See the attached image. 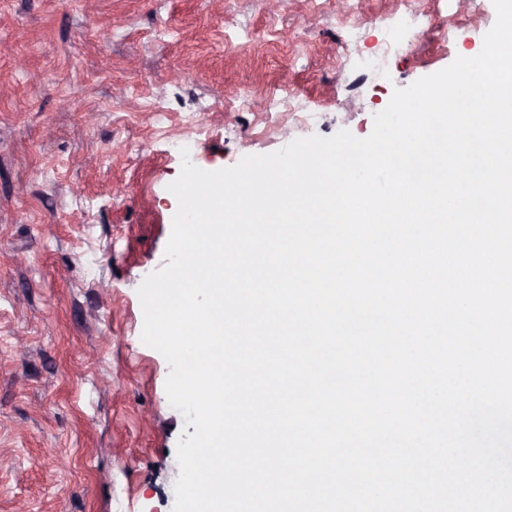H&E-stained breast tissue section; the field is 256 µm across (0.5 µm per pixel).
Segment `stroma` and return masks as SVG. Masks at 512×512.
Returning a JSON list of instances; mask_svg holds the SVG:
<instances>
[{
    "instance_id": "35a3bbf8",
    "label": "stroma",
    "mask_w": 512,
    "mask_h": 512,
    "mask_svg": "<svg viewBox=\"0 0 512 512\" xmlns=\"http://www.w3.org/2000/svg\"><path fill=\"white\" fill-rule=\"evenodd\" d=\"M418 2L425 33L394 48L371 17L401 0H0V512H172L185 418L138 288L166 263L181 150L218 171L369 136L496 19ZM290 86L307 124L267 109Z\"/></svg>"
}]
</instances>
